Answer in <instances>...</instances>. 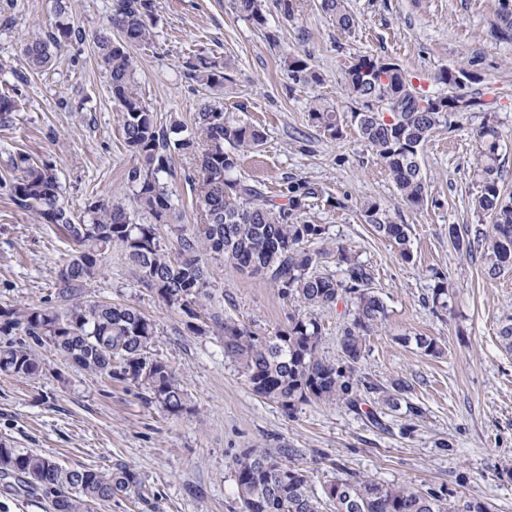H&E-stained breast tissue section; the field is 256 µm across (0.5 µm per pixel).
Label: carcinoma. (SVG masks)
Returning <instances> with one entry per match:
<instances>
[{
    "label": "carcinoma",
    "instance_id": "1",
    "mask_svg": "<svg viewBox=\"0 0 512 512\" xmlns=\"http://www.w3.org/2000/svg\"><path fill=\"white\" fill-rule=\"evenodd\" d=\"M230 6L253 25L267 26L263 0H230ZM319 7L334 17L342 31L355 27L346 0H320ZM70 10L71 0H58L54 29L24 45L29 69L48 66L75 35ZM156 28V0H113L107 26L94 36L112 100L121 112L125 144L135 161L127 181L136 209L119 200L96 198L76 218L60 203L55 166L37 163L24 153L13 159L19 176L10 184L12 200L33 211L39 221L58 226L74 244V252L58 275L60 306L0 311V335L19 330L25 336L18 343L0 346V373L30 377L42 372L39 349L49 345L88 373L121 377L145 387L171 415L186 409L184 390L171 367L151 355L155 325L131 306L88 299L87 288L97 277L103 255L115 246L134 267L139 282L191 319L198 318V311L213 299L206 257L267 278L294 306L287 326L261 335L214 315L211 321L224 332V353L243 366L257 395L288 413L311 402L358 407L363 394L373 390L358 368L366 336L386 319L384 303L372 291L370 271L345 250L337 255L342 279L313 271L316 253L305 244L324 240L326 228L302 218L309 199L318 196L307 181L291 180L279 195L271 196L236 175L239 152L261 146L262 129L216 105H206L197 113L196 131L188 136L175 118L165 125L157 122L137 89L132 53L136 47L155 43ZM492 32L512 39V8L500 5ZM284 63L297 86L323 82L308 52H290ZM182 68L204 88L221 87L229 80L227 62L205 51L186 57ZM341 75L357 106L341 112L317 98L307 107L310 120L336 140L347 125L354 126L388 171L400 200L411 207L424 205L428 184L419 164L422 146L435 131L451 128L458 113L489 109L480 94L464 92L474 80L473 73L462 66L440 69L436 81L447 92L437 96L417 89L395 60L372 54L346 60ZM21 95L17 86L0 92L1 127L13 123ZM478 137L474 208L491 219V228L472 240L464 239L454 225L448 227V234L456 248L481 254L484 275L494 280L512 272V194L500 186L498 127L485 123ZM176 151L195 159L187 179L201 208L199 224H177L171 215L169 179L174 177ZM363 213L366 223L396 246L402 260L411 259L409 225L398 223L376 202L367 203ZM162 227L175 237L174 255L161 242ZM340 300L350 304L352 319L333 362L319 355L322 324L315 311ZM406 391L405 382L395 381L385 392V402L405 407L411 417L422 416L419 405L402 403ZM10 475L43 491L52 512H91V506L138 487L135 474L122 463L107 471L68 468L49 454L1 444L0 476ZM235 479L241 512H323L328 506L335 512H489L485 504L469 502L460 509L448 503L442 488L421 492L359 480L352 474L328 481L322 496H315L303 473L267 454H244L236 462Z\"/></svg>",
    "mask_w": 512,
    "mask_h": 512
}]
</instances>
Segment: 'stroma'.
<instances>
[{
	"mask_svg": "<svg viewBox=\"0 0 512 512\" xmlns=\"http://www.w3.org/2000/svg\"><path fill=\"white\" fill-rule=\"evenodd\" d=\"M264 2L262 28L233 13L229 0H156L158 37L134 51L137 83L158 122L174 117L188 132L205 105L244 112L265 141L242 156L239 171L269 194L292 177L315 185L319 195L304 218L327 229L326 241L314 245L318 272L342 278L336 253L346 249L370 270L387 308L360 366L379 392L357 410L312 403L287 413L252 391L240 365L225 355L219 329L191 330L185 314L142 285L116 248L88 296L137 308L154 323L152 352L183 386L186 410L169 414L144 387L90 374L47 346L42 373L0 374V444L49 454L65 467L126 463L139 490L93 512H239L235 467L249 451L284 456L316 493L343 468L388 485L441 487L459 505L482 502L490 512H512V351L499 337L512 317V274L486 279L480 255L459 251L448 237L452 224L471 237L490 226L473 208L476 130L484 119L502 134L501 180L512 190V41L491 34L499 0H348L356 19L349 33L317 9L318 0H299L293 22L282 18L278 0ZM111 8L112 0H75L71 21L82 39L33 73L22 47L54 26L56 0H0V14L14 18L11 27H0V90L16 83L24 96L13 125L0 127V309L56 305L54 284L72 246L55 225L14 204L12 155L52 162L61 200L77 215L89 197L121 200L128 192L134 160L93 42ZM270 29L278 44L267 40ZM199 50L228 60L223 88L205 89L185 77L182 60ZM291 51L311 54L321 85H294L284 64ZM357 54L395 59L431 95L445 91L436 80L440 68L465 66L475 75L469 92L490 104L484 113L457 114L452 130L437 131L424 146L423 207L400 201L353 128L334 140L308 119L306 106L315 98L351 107L341 65ZM174 167L173 212L178 223H197L196 197L184 180L192 161L179 155ZM370 201L409 225L410 260L366 223L362 206ZM210 269V311L262 335L286 324L292 304L267 279L216 262ZM442 278L443 307L433 302ZM418 336L435 338L443 354L424 355L414 343ZM398 379L408 383L404 398L419 404L423 417L385 404L383 388Z\"/></svg>",
	"mask_w": 512,
	"mask_h": 512,
	"instance_id": "35a3bbf8",
	"label": "stroma"
}]
</instances>
